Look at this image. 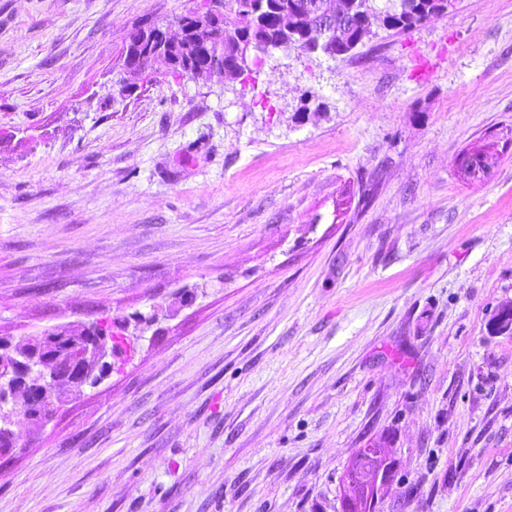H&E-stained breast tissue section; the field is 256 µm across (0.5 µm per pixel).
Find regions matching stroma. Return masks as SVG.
I'll return each instance as SVG.
<instances>
[{"label":"stroma","instance_id":"obj_1","mask_svg":"<svg viewBox=\"0 0 512 512\" xmlns=\"http://www.w3.org/2000/svg\"><path fill=\"white\" fill-rule=\"evenodd\" d=\"M201 0H0V336L128 321L0 512H512V0L202 81L130 35Z\"/></svg>","mask_w":512,"mask_h":512}]
</instances>
